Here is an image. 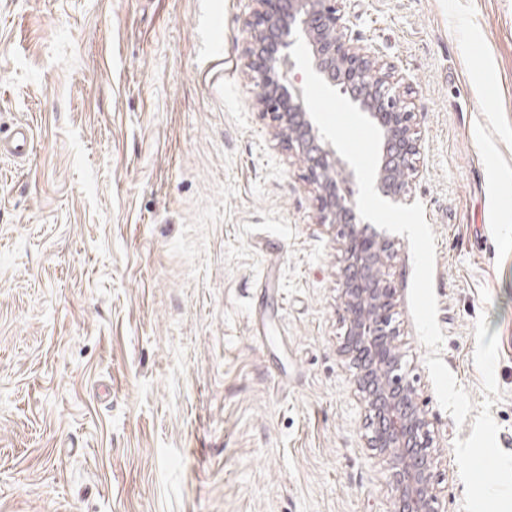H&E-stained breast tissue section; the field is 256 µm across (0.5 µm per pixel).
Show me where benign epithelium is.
<instances>
[{"label": "benign epithelium", "mask_w": 512, "mask_h": 512, "mask_svg": "<svg viewBox=\"0 0 512 512\" xmlns=\"http://www.w3.org/2000/svg\"><path fill=\"white\" fill-rule=\"evenodd\" d=\"M253 2L255 20L243 57L257 87V104L270 116L274 138L305 161L321 222L339 227L343 257L337 282L347 326L341 352L356 370L368 445L390 465L396 512H439L428 420L412 382L400 372L392 325L395 290L382 276L392 257L391 240L361 223L356 203L341 191L340 184L351 181L353 172L322 138L302 88L290 80L296 62L287 49L295 35L304 36L314 70L349 94L379 128L376 187L394 201L405 192L420 152L408 87L399 84L394 65L351 36L340 0Z\"/></svg>", "instance_id": "7a95c632"}]
</instances>
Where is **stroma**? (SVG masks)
Listing matches in <instances>:
<instances>
[{"instance_id":"stroma-1","label":"stroma","mask_w":512,"mask_h":512,"mask_svg":"<svg viewBox=\"0 0 512 512\" xmlns=\"http://www.w3.org/2000/svg\"><path fill=\"white\" fill-rule=\"evenodd\" d=\"M253 0H0V512H395L341 356L337 227L242 57ZM410 86L438 404L384 269L440 512H512V0H342ZM475 462H463L465 453ZM0 136V156L12 158H25L33 147V135L31 128L26 124L10 126Z\"/></svg>"}]
</instances>
